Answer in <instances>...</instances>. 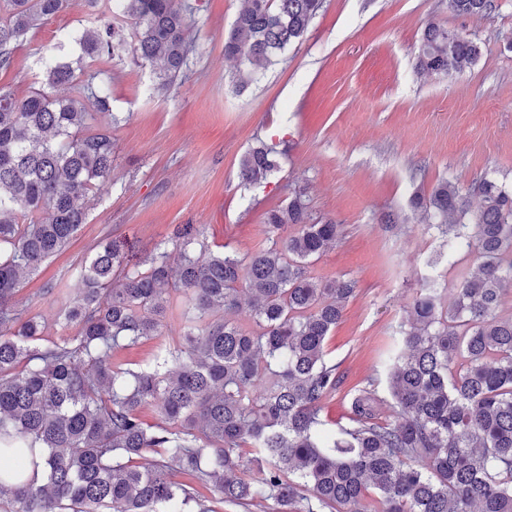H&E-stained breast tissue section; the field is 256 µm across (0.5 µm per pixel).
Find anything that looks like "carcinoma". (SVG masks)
<instances>
[{"instance_id": "obj_1", "label": "carcinoma", "mask_w": 512, "mask_h": 512, "mask_svg": "<svg viewBox=\"0 0 512 512\" xmlns=\"http://www.w3.org/2000/svg\"><path fill=\"white\" fill-rule=\"evenodd\" d=\"M7 0L0 18V70L11 45L40 21L78 6L94 30L66 36L42 62L45 84L19 100L0 88V446L24 452L35 475L0 486L3 512H216L196 496L273 512H512V189L484 178L467 192L439 182L414 205L446 238L448 265L470 258L443 301L423 288L385 362L390 400L374 385L351 398L347 422L330 427L323 399L341 382L324 345L355 292L351 280L309 271L341 225L310 222L299 197L266 213L267 247L211 254L198 224H176L145 261L129 265L103 240L77 268L81 288L62 298L78 327L47 346L35 316L17 309L25 274L36 273L85 223L89 195L112 181V132H85L110 95L94 88L85 61L132 52L157 64L165 92L188 66L184 0ZM323 0H244L224 57L243 67L240 86L301 40ZM461 15H488L493 0H448ZM135 23L129 28L127 21ZM481 54L475 41L429 23L417 66L451 76ZM261 141L240 158L239 176L260 185L279 169ZM479 206L470 209L466 195ZM244 290L260 332L232 319ZM184 319L182 343L159 346L144 367L112 366V350ZM156 403L161 422L141 409ZM252 448L242 456L243 445ZM181 464L174 477L167 460ZM257 476L247 478L248 466ZM378 507L370 509L369 493Z\"/></svg>"}]
</instances>
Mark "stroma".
<instances>
[{"mask_svg": "<svg viewBox=\"0 0 512 512\" xmlns=\"http://www.w3.org/2000/svg\"><path fill=\"white\" fill-rule=\"evenodd\" d=\"M190 2L188 71L167 92H156L154 73L131 55L92 65L112 113L95 114L89 127L118 118L112 181L94 191L86 223L24 278L17 299L40 318L44 342L74 335L61 297L44 288L75 295L76 269L104 237L141 259L173 225L198 224L212 253H252L267 245V211L302 196L313 220L341 226L312 275L356 283L325 346L341 384L323 399V414L344 420L355 389H385V350L428 278L447 271L442 239L412 212L411 198L444 178L464 189L484 176L512 187V0H494L485 16L458 15L448 0H324L283 61L241 91L224 38L242 0ZM432 21L478 42L473 67L452 77L416 70ZM94 25L76 8L42 21L15 44L0 87L19 99L41 88L42 59L61 35ZM272 133L279 171L267 184L243 186L241 156ZM389 213L396 225L384 224ZM182 327L166 318L160 339L114 349L113 364H150Z\"/></svg>", "mask_w": 512, "mask_h": 512, "instance_id": "obj_1", "label": "stroma"}]
</instances>
